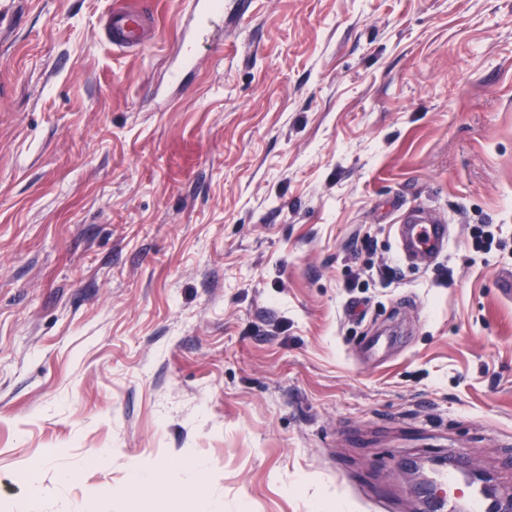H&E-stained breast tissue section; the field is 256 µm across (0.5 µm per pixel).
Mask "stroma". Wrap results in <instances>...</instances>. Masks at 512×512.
<instances>
[{
    "label": "stroma",
    "instance_id": "stroma-1",
    "mask_svg": "<svg viewBox=\"0 0 512 512\" xmlns=\"http://www.w3.org/2000/svg\"><path fill=\"white\" fill-rule=\"evenodd\" d=\"M124 2L0 0V512H415L434 453L512 494V0H249L177 85L192 0L130 53ZM400 247L403 255H432L444 251L448 245V224L437 217H420L410 224L399 225ZM205 470L200 461L186 462L185 459L171 461L161 467H152L143 476L136 478L126 489L127 494L137 493L141 488L153 484L157 480L164 481L182 489L197 484L198 475Z\"/></svg>",
    "mask_w": 512,
    "mask_h": 512
}]
</instances>
